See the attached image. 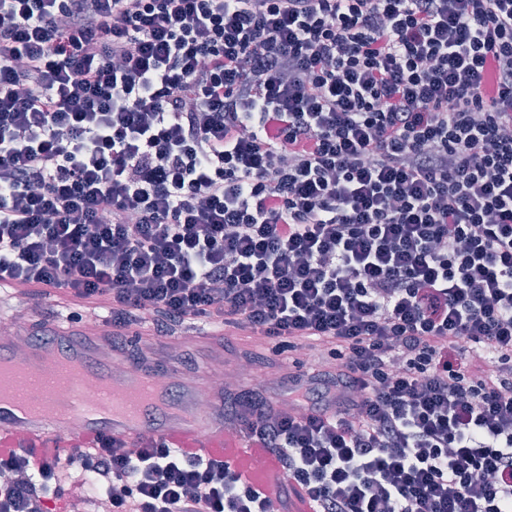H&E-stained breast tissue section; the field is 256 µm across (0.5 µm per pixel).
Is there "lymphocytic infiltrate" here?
<instances>
[{
	"label": "lymphocytic infiltrate",
	"instance_id": "lymphocytic-infiltrate-1",
	"mask_svg": "<svg viewBox=\"0 0 512 512\" xmlns=\"http://www.w3.org/2000/svg\"><path fill=\"white\" fill-rule=\"evenodd\" d=\"M0 283L333 363L251 462L2 448L0 512H512V0H0ZM285 472L276 494L255 459Z\"/></svg>",
	"mask_w": 512,
	"mask_h": 512
}]
</instances>
